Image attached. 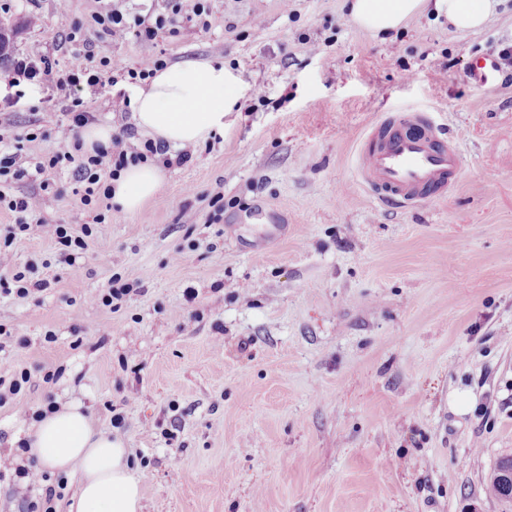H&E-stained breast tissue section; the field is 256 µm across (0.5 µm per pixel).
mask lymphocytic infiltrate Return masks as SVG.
<instances>
[{"label":"lymphocytic infiltrate","instance_id":"f902f5d3","mask_svg":"<svg viewBox=\"0 0 512 512\" xmlns=\"http://www.w3.org/2000/svg\"><path fill=\"white\" fill-rule=\"evenodd\" d=\"M170 15H159L155 18L137 17L126 20L120 10H112L107 14L98 16L97 22L106 28L110 36L116 40L135 36L141 43L154 44L159 33L167 26L172 25L174 16L185 15L186 18L202 16L204 9L200 0H170ZM166 63L154 54L145 55L136 67L125 68L112 65L111 61H101L98 70L83 68L78 71L60 72L55 70L53 61L48 57L31 60L26 57L16 58L13 62L15 75L26 81H47L53 83L57 89L71 92L73 99L69 113L71 123L64 127L61 146L49 158L48 167L54 168L62 163L75 165L77 176L83 183L82 201L92 204L98 200L102 188V176L116 177L117 173L128 167L134 160L147 161L154 157H167L169 148L164 141L146 140L140 151H132L129 144L134 135L132 127H122L120 132L113 134L109 144H93L92 148H85L83 141L77 134L78 128L86 126L92 119L89 112L84 111L83 102L78 98L77 92L82 85L94 86L101 83L103 78L113 75H125L132 80L147 81L163 70ZM23 158L19 153L10 149H0V203L5 204L10 211L27 213L32 217L31 222L17 225L10 230L4 241L0 242V267L9 265L12 259L11 246L17 235L28 237L45 236L60 245L62 254H69L71 250L81 249L85 246L83 237L72 234L66 225L46 223L39 216L40 210L45 206L47 199L37 193L15 196L9 192V181L22 172ZM13 470L21 484L13 491L17 497L21 512H54L53 502L61 498V485L44 486L39 498H31L28 494L30 486L39 483L38 473L25 466L16 464L13 457L0 455V470Z\"/></svg>","mask_w":512,"mask_h":512}]
</instances>
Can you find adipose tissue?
Masks as SVG:
<instances>
[{"mask_svg": "<svg viewBox=\"0 0 512 512\" xmlns=\"http://www.w3.org/2000/svg\"><path fill=\"white\" fill-rule=\"evenodd\" d=\"M495 6L496 0H352L349 14L353 23L378 36L427 9L467 32L483 26ZM242 95L239 78L223 63L187 60L158 72L148 87L136 88L130 106L138 128L183 149L223 131L225 116ZM161 185L156 165L132 166L112 181V201L132 213ZM28 448L45 467L80 473L77 512H140L141 486L123 440L95 428L80 406L67 405L42 418Z\"/></svg>", "mask_w": 512, "mask_h": 512, "instance_id": "ef3b65f1", "label": "adipose tissue"}]
</instances>
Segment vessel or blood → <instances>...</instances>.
<instances>
[{
    "label": "vessel or blood",
    "instance_id": "obj_1",
    "mask_svg": "<svg viewBox=\"0 0 512 512\" xmlns=\"http://www.w3.org/2000/svg\"><path fill=\"white\" fill-rule=\"evenodd\" d=\"M439 130L415 111L376 126L358 152L361 181L382 202L408 205L439 197L463 166L459 145L440 139Z\"/></svg>",
    "mask_w": 512,
    "mask_h": 512
}]
</instances>
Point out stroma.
<instances>
[{
	"label": "stroma",
	"instance_id": "obj_1",
	"mask_svg": "<svg viewBox=\"0 0 512 512\" xmlns=\"http://www.w3.org/2000/svg\"><path fill=\"white\" fill-rule=\"evenodd\" d=\"M202 3L152 50L224 62L244 94L223 132L114 217L81 203L74 165L36 174L71 100L14 83L11 63L137 66L144 47L95 17L165 14L167 0H0L14 32L0 138L26 168L11 192L46 189L47 223L92 229L71 264L54 240L17 237L0 271V369L29 377L0 404V454H17L33 412L78 403L124 441L143 512H512L489 493L512 456V86L468 75L512 45V0L475 32L427 13L383 40L347 0ZM133 89L80 96L117 129ZM407 110L459 141L462 173L445 196L382 203L357 152ZM18 271L49 288L17 298ZM115 276L133 290L107 307Z\"/></svg>",
	"mask_w": 512,
	"mask_h": 512
}]
</instances>
